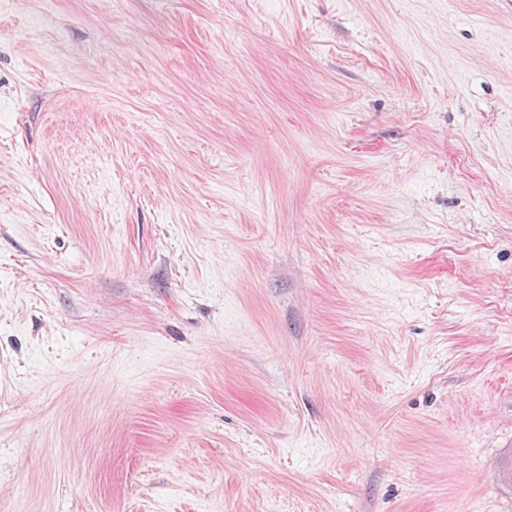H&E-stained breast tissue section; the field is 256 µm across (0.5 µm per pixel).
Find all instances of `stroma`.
Masks as SVG:
<instances>
[{
	"mask_svg": "<svg viewBox=\"0 0 512 512\" xmlns=\"http://www.w3.org/2000/svg\"><path fill=\"white\" fill-rule=\"evenodd\" d=\"M0 512H512V0H0Z\"/></svg>",
	"mask_w": 512,
	"mask_h": 512,
	"instance_id": "obj_1",
	"label": "stroma"
}]
</instances>
